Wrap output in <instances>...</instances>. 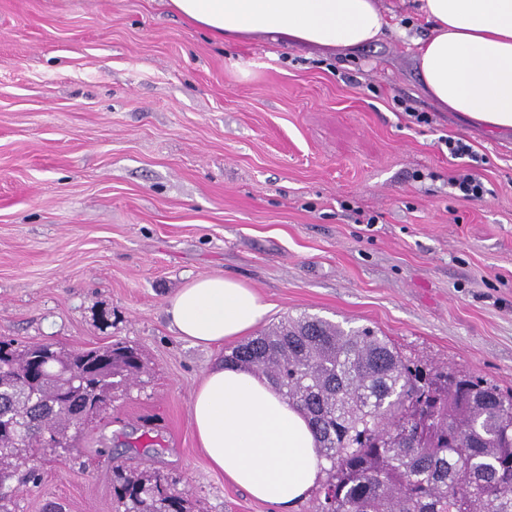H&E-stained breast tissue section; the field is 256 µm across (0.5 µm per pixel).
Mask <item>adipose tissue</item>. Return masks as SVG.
Here are the masks:
<instances>
[{
    "label": "adipose tissue",
    "instance_id": "obj_1",
    "mask_svg": "<svg viewBox=\"0 0 512 512\" xmlns=\"http://www.w3.org/2000/svg\"><path fill=\"white\" fill-rule=\"evenodd\" d=\"M217 39L254 33L291 46L353 49L395 34L379 0H169ZM430 24L415 39L424 90L490 131L512 130V0H421ZM268 307L247 284L191 279L166 304L179 336L219 345L246 334ZM192 428L210 467L256 501L283 508L324 478L305 416L265 378L217 364L191 403Z\"/></svg>",
    "mask_w": 512,
    "mask_h": 512
}]
</instances>
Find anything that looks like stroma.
I'll use <instances>...</instances> for the list:
<instances>
[{"mask_svg":"<svg viewBox=\"0 0 512 512\" xmlns=\"http://www.w3.org/2000/svg\"><path fill=\"white\" fill-rule=\"evenodd\" d=\"M414 49L221 44L165 0H0V340L138 346L148 371L42 454L12 512H123L117 463L197 512H282L213 471L190 422L221 347L171 328L196 276L369 326L411 360L512 389V134L424 91ZM425 113L416 123L403 105ZM468 142L486 191L448 183Z\"/></svg>","mask_w":512,"mask_h":512,"instance_id":"35a3bbf8","label":"stroma"}]
</instances>
